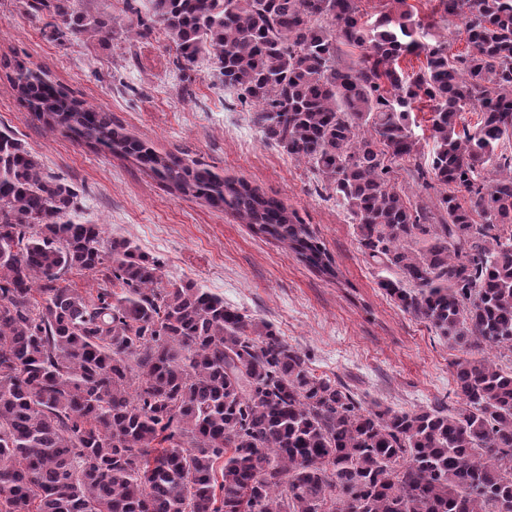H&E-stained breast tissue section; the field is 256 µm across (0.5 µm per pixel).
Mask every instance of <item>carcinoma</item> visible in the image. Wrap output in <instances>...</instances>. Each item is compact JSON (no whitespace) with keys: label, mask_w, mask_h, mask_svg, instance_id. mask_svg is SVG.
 Returning a JSON list of instances; mask_svg holds the SVG:
<instances>
[{"label":"carcinoma","mask_w":512,"mask_h":512,"mask_svg":"<svg viewBox=\"0 0 512 512\" xmlns=\"http://www.w3.org/2000/svg\"><path fill=\"white\" fill-rule=\"evenodd\" d=\"M148 2L128 34L162 26L183 73L213 58L264 138L347 206L378 288L461 348V407H362L270 324L191 281L164 286L131 240L65 219L76 193L0 133V512H512V369L491 357L512 353V0H439L465 20L458 54L418 40L407 0L372 23L358 0ZM29 7L112 33L73 0ZM13 88L48 131L134 159L337 277L280 200L159 155L40 70L17 67ZM422 101L434 152L409 172L412 198L391 173L421 154ZM73 270L97 288L60 285Z\"/></svg>","instance_id":"carcinoma-1"}]
</instances>
